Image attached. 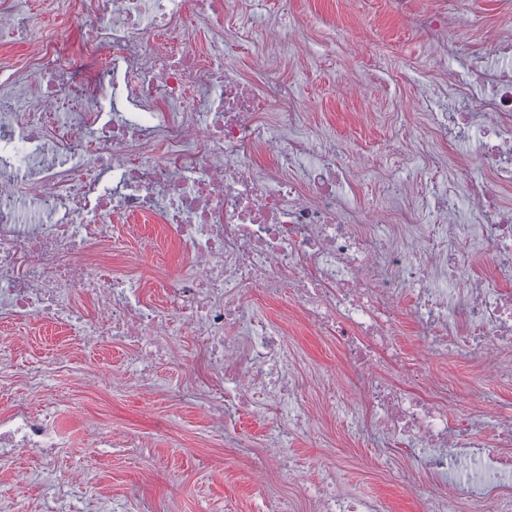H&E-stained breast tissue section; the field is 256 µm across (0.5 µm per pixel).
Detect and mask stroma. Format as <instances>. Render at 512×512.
<instances>
[{
	"mask_svg": "<svg viewBox=\"0 0 512 512\" xmlns=\"http://www.w3.org/2000/svg\"><path fill=\"white\" fill-rule=\"evenodd\" d=\"M465 6L470 22L439 43L424 33L426 14L455 13ZM289 26L300 52L283 56L279 75L311 130L337 150L366 149L373 168L385 167L378 146L394 130L397 113H406L413 139L432 142L445 164L463 151L461 144L436 136L424 121L421 96L434 90L441 54L457 64L484 59L487 34H512V0H292ZM389 83L388 94L362 98L347 94L349 76ZM135 235L126 252L144 238L156 248L137 270L143 280L174 282L186 259L162 225L134 218ZM251 311L281 324L294 358L309 434L291 435L284 452L268 451L267 433L278 420L272 408H252L216 420L197 394L178 389L197 373L195 330L172 337L175 356L156 368L149 388L129 381L120 391H91L77 383L87 373L111 376L133 358L120 341L89 345L68 329L40 320L1 323L0 340L20 342L17 365L61 358L50 376L63 400L58 423L66 446L58 454L62 469L82 463L90 490L109 501L112 512H314L309 488L332 484L339 493L376 500L384 512H421L417 494L385 467L380 449L349 435L347 425L325 404L327 395L355 400L359 393L335 339L312 327L293 299H270L249 292ZM396 341L414 354L426 375L467 392L489 378L488 408L512 412V351L502 352L498 371L487 374L479 351L442 355L426 348L410 297L399 299ZM109 425L132 439L126 448L88 453L84 439L97 425Z\"/></svg>",
	"mask_w": 512,
	"mask_h": 512,
	"instance_id": "1",
	"label": "stroma"
}]
</instances>
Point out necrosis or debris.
<instances>
[{
    "instance_id": "4bbe7bcc",
    "label": "necrosis or debris",
    "mask_w": 512,
    "mask_h": 512,
    "mask_svg": "<svg viewBox=\"0 0 512 512\" xmlns=\"http://www.w3.org/2000/svg\"><path fill=\"white\" fill-rule=\"evenodd\" d=\"M40 7L80 13L88 30L82 61L68 59L62 32H40L16 0H0V41L26 47L23 66L0 61V320L38 317L96 342H124L145 380L171 359L170 337L196 330L209 401L234 413L273 405L285 422L269 437L277 454L289 434L306 429L299 383L281 330L245 314L243 295L287 291L312 326L336 339L358 382L359 402L336 406L351 433L362 435L375 414L388 449L441 477L443 489L421 492L422 512H459L461 498L512 490V415L493 417L498 446L485 447L470 427L486 411L470 407L449 420L455 396L447 384L419 385L417 365L392 339L397 301L409 294L430 350H512V291L498 285L512 274V208L482 181L461 186L434 172L429 149L402 138L385 149L383 195L406 194L396 171L412 164L423 196L394 210L408 233L390 244L388 226L351 222L343 190L359 178L355 157L309 132L275 64L250 81L225 63L224 0ZM237 9L239 40L296 48L281 21L253 24L252 0H238ZM197 27L208 35L202 48L190 36ZM446 76L447 111L427 110L434 132L462 136L495 183L511 186L512 65L482 62ZM464 201L470 223H449ZM138 214L165 224L188 261L160 305L139 279L112 268L119 237L103 226ZM473 249L493 258L479 281L463 263ZM79 293L93 300V317L77 304ZM456 322L462 334H449ZM229 323L248 337L251 362L228 380L224 364L237 355L224 337ZM17 350V342L0 343V373L18 377L41 402L14 400L0 418V459L34 457L25 480L0 498V512H22L27 490L49 476L55 512H111L86 496L83 473L57 468L59 396L44 384V365L16 371ZM389 368L404 386L387 378Z\"/></svg>"
}]
</instances>
